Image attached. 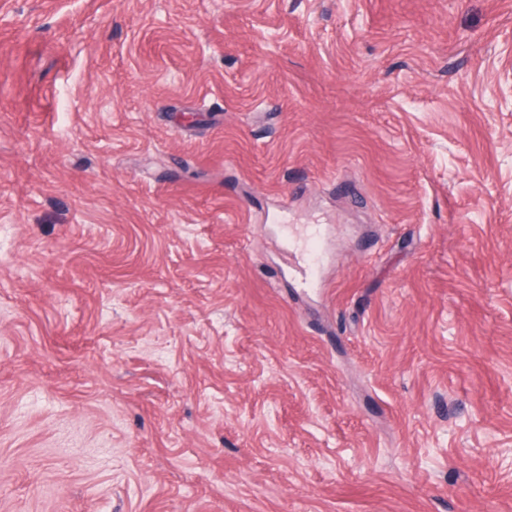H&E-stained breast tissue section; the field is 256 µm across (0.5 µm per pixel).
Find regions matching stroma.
Masks as SVG:
<instances>
[{"instance_id": "obj_1", "label": "stroma", "mask_w": 512, "mask_h": 512, "mask_svg": "<svg viewBox=\"0 0 512 512\" xmlns=\"http://www.w3.org/2000/svg\"><path fill=\"white\" fill-rule=\"evenodd\" d=\"M0 512H512V0H0Z\"/></svg>"}]
</instances>
